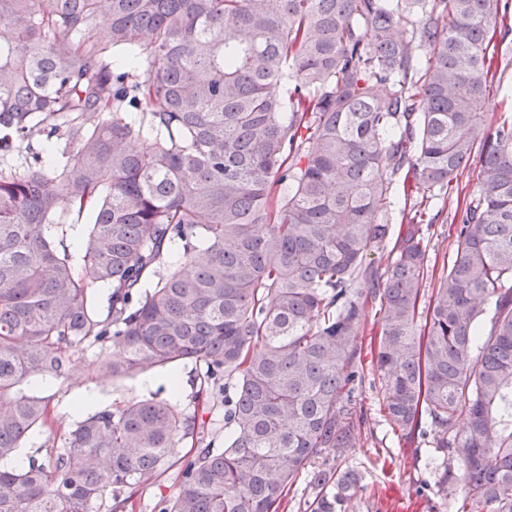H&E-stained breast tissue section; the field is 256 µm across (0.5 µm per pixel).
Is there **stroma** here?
<instances>
[{
  "instance_id": "35a3bbf8",
  "label": "stroma",
  "mask_w": 512,
  "mask_h": 512,
  "mask_svg": "<svg viewBox=\"0 0 512 512\" xmlns=\"http://www.w3.org/2000/svg\"><path fill=\"white\" fill-rule=\"evenodd\" d=\"M480 166L470 163L460 174L452 189L436 192L430 203L438 217L429 234L428 256L432 271L425 283V296L421 307H428L430 298L438 287V276L447 267L456 248L451 222L459 202L465 193L472 191L477 182ZM99 347H82L72 350L66 379L53 380L48 386L39 387L38 393L49 404L55 419L52 430L28 439L23 448L25 455L40 451L59 452L70 424L76 418L74 400L79 393L89 392L97 397V409H109L116 403L132 398L156 396L167 398L163 373H154V386L144 384L143 377L121 380L115 383L98 379L94 373ZM187 387L177 400L185 411L200 410L208 425V435L216 441L224 439V410L212 403H199L195 395L199 382L190 367L180 370ZM368 420L358 448L349 454L347 463L366 474L367 489L362 497L347 505L348 512H451L448 500L436 489L419 490V482L426 478V464L431 447L422 446L420 451L397 442L388 422L379 412L382 392L379 388H366ZM196 452L191 439L179 440L173 451V466L152 483L136 488L126 512H163L176 486V476L184 464Z\"/></svg>"
}]
</instances>
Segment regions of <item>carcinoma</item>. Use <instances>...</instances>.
Masks as SVG:
<instances>
[{"label": "carcinoma", "instance_id": "obj_1", "mask_svg": "<svg viewBox=\"0 0 512 512\" xmlns=\"http://www.w3.org/2000/svg\"><path fill=\"white\" fill-rule=\"evenodd\" d=\"M508 10L0 0V156L47 144L0 166V462L49 428L33 383L110 343L97 377L191 364L224 403V442L184 465L165 512H278L303 473L310 512H346L369 354L393 432L440 453L438 491L463 468L455 512H512V115L483 119ZM474 160L420 329L426 206ZM399 173L413 206L395 226L381 214ZM86 211L78 272L47 228ZM92 284L111 289L104 317ZM204 426L154 398L100 410L56 456L0 465V512H124Z\"/></svg>", "mask_w": 512, "mask_h": 512}]
</instances>
